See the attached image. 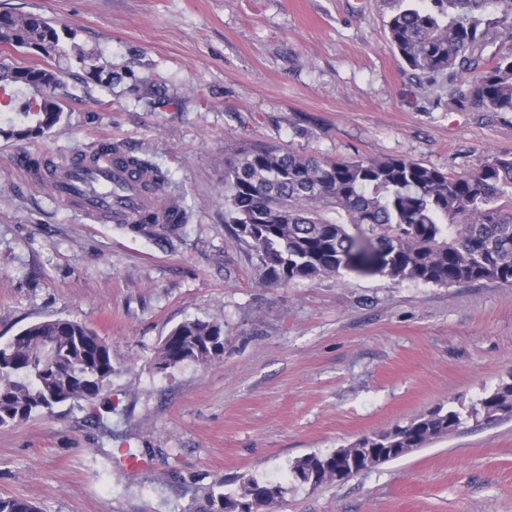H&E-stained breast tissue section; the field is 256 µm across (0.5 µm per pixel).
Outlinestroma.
Listing matches in <instances>:
<instances>
[{
  "label": "stroma",
  "instance_id": "stroma-1",
  "mask_svg": "<svg viewBox=\"0 0 512 512\" xmlns=\"http://www.w3.org/2000/svg\"><path fill=\"white\" fill-rule=\"evenodd\" d=\"M412 0H0L97 50L106 85L73 57L44 137H0V343L47 319L107 342L99 401L0 427V496L41 512H206L216 485L285 493L259 512H512V421H468L400 459L318 488L294 462L512 379V287L345 273L262 285L224 222V159L256 143L301 154L413 159L443 171L512 152V112L449 107L465 77H415L386 24ZM111 141L147 156L190 215L160 240L88 220L12 165ZM193 319L224 327V355L154 367ZM112 413H104V404ZM132 449L139 468L119 461Z\"/></svg>",
  "mask_w": 512,
  "mask_h": 512
}]
</instances>
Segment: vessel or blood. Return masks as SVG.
Listing matches in <instances>:
<instances>
[{"label":"vessel or blood","instance_id":"obj_1","mask_svg":"<svg viewBox=\"0 0 512 512\" xmlns=\"http://www.w3.org/2000/svg\"><path fill=\"white\" fill-rule=\"evenodd\" d=\"M83 158L85 167L77 168L68 162L49 173L35 168L33 153L20 151L14 155V164L34 182L50 185L54 196L69 208L90 218L131 224L145 212L155 211L168 221H175V214L141 194V173L114 163L108 152L94 150L84 153Z\"/></svg>","mask_w":512,"mask_h":512}]
</instances>
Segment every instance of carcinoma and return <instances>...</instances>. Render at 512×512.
<instances>
[{
    "mask_svg": "<svg viewBox=\"0 0 512 512\" xmlns=\"http://www.w3.org/2000/svg\"><path fill=\"white\" fill-rule=\"evenodd\" d=\"M388 40L416 76L451 73L473 78L449 104L477 112H512V53H487L512 38V0H429L402 10L387 24ZM0 46L65 55L58 29L40 14L0 12ZM73 58L99 80L100 56L82 48ZM59 71L15 66L0 58V95L16 118L0 135L43 137L61 119ZM113 159L150 174L154 194L180 212L173 224L152 219L140 232L166 238L179 233L185 210L165 193L166 178L151 161L112 148ZM225 223L255 251L262 281H314L343 271L396 281L448 286L491 280L512 286V153L494 154L478 167L444 172L402 158L335 160L275 145H254L224 161ZM224 354V326L200 319L174 327L161 341L155 368L186 360L208 366ZM112 377L105 340L77 321L28 325L0 345V427L50 413L72 400L93 402ZM512 420V380L488 390L471 407H438L405 425L365 437L359 448H421L456 432L468 418ZM336 453L311 454L292 467L296 481L314 489L333 479ZM280 485L248 478L236 493L213 490L208 512H224L245 499L276 501ZM0 512H40L36 502L0 497Z\"/></svg>",
    "mask_w": 512,
    "mask_h": 512,
    "instance_id": "1",
    "label": "carcinoma"
}]
</instances>
